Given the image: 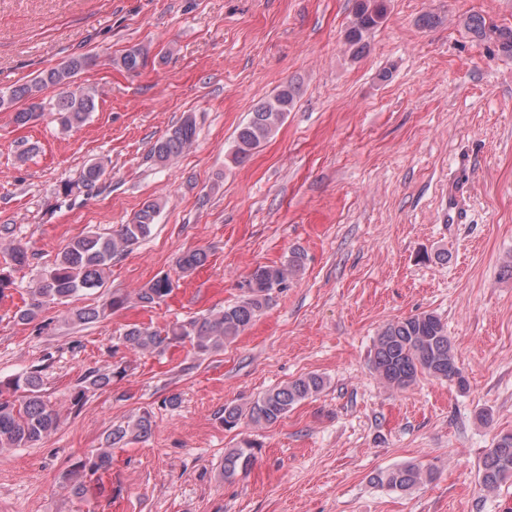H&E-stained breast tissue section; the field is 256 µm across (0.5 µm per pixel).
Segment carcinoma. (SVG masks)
<instances>
[{"mask_svg":"<svg viewBox=\"0 0 512 512\" xmlns=\"http://www.w3.org/2000/svg\"><path fill=\"white\" fill-rule=\"evenodd\" d=\"M385 0H355L353 20L346 32V42L356 50L364 48V39L385 19ZM148 57V49L137 44L124 50L115 64L128 72H136ZM94 63L91 56H79L57 67L42 71L28 83L0 91V109L25 100L26 108L14 112V122L25 125L44 110L39 92L51 85L61 89L53 104V112L65 127L83 124L96 108L95 90L75 86V77ZM296 88L287 83L268 100L259 104L250 117L236 130L229 157L241 164L266 142L282 125L293 105ZM196 139V125L186 117L151 149V159L166 166L187 150ZM104 169L99 164L88 166L82 175L81 185L91 188L101 180ZM161 212L157 199L146 201L130 224L121 226L118 233L105 235L88 231L68 242L53 266L44 274L30 295V301L20 310L17 318L22 323L37 319L50 305H65L71 297L105 284L112 259L126 252L131 246L148 238ZM14 228L0 225V240L11 239L10 257L14 265L29 264L28 247L13 239ZM207 255L204 251L190 250L182 253L176 268L182 275H189L203 266ZM304 265V255L293 252L281 265H260L246 281L248 288L234 303L199 317H190L172 325L155 329L150 326L132 325L127 328L121 343L136 352L162 353L174 344H189L197 356H206L224 349L233 342L256 318L269 307L273 294L297 275ZM175 280L168 274L149 281L137 293L138 301L151 307L163 302L173 291ZM122 294L111 293L102 304L94 307L72 308L67 319L75 325H88L119 310L126 304ZM372 368L390 388L403 390L413 384L418 375L456 383L462 391L467 381L457 366L454 346L442 319L432 313H420L387 323L377 334L373 344ZM123 371H88L74 388L69 408L80 410L89 390L105 389L112 385V377ZM325 387V379L317 373H308L287 384L272 388L254 399L247 410L227 404L220 412L219 421L226 430L236 428L242 417L250 423L264 427L284 418L295 406L316 396ZM59 412L43 393L40 371H30L8 378H0V447L25 448L53 432L59 425ZM153 429L152 414L144 411L126 425H119L107 435V447L88 453L75 460L63 473L62 481L71 493L84 497L88 492L87 480L108 471L112 466L110 447L129 437H145ZM257 443L244 440L224 452V480H234L247 472L256 460ZM431 468L420 462H407L377 471L371 482L391 491L408 492L432 480ZM512 480V432L498 435L493 446L485 452L479 468V483L486 492L497 490Z\"/></svg>","mask_w":512,"mask_h":512,"instance_id":"obj_1","label":"carcinoma"}]
</instances>
